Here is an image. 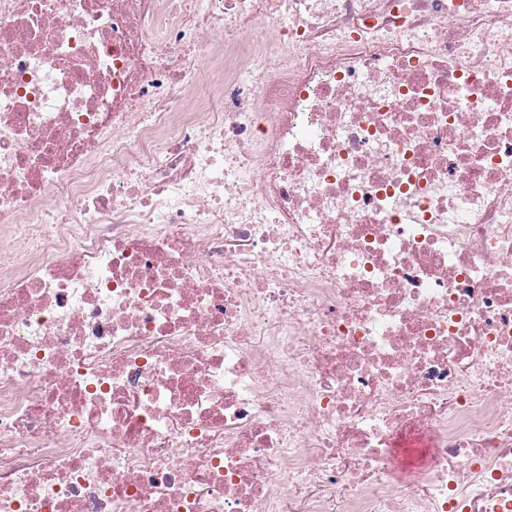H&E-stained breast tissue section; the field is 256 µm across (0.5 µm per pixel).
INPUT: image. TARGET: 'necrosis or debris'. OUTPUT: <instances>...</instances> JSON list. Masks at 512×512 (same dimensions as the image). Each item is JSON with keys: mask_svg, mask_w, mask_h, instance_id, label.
I'll use <instances>...</instances> for the list:
<instances>
[{"mask_svg": "<svg viewBox=\"0 0 512 512\" xmlns=\"http://www.w3.org/2000/svg\"><path fill=\"white\" fill-rule=\"evenodd\" d=\"M0 270V512H512V0H0Z\"/></svg>", "mask_w": 512, "mask_h": 512, "instance_id": "4bbe7bcc", "label": "necrosis or debris"}]
</instances>
